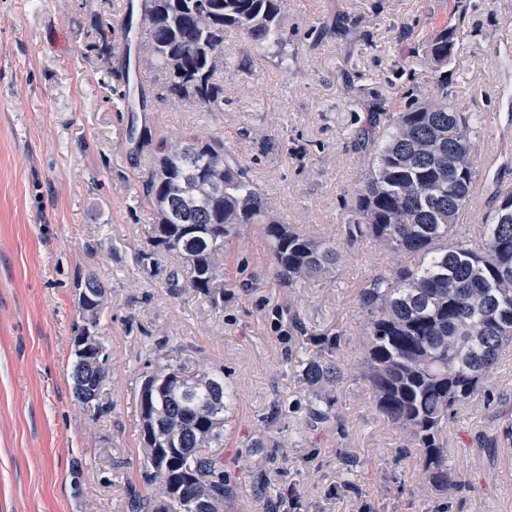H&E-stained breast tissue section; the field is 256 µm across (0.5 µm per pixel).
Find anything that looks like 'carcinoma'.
<instances>
[{"instance_id": "cac0c4a2", "label": "carcinoma", "mask_w": 512, "mask_h": 512, "mask_svg": "<svg viewBox=\"0 0 512 512\" xmlns=\"http://www.w3.org/2000/svg\"><path fill=\"white\" fill-rule=\"evenodd\" d=\"M149 16L148 69L161 92L156 99L186 101L203 110L224 102V29L236 28L256 49L279 40V0H142ZM455 43L448 29L429 42L436 68L448 65ZM409 106L392 117L384 141L373 126L358 133L371 151L373 169L365 192L355 199L360 215L344 227L346 244L369 240L397 256L388 275L360 288L366 313L362 345L364 376L379 414L415 448L430 488L445 494L457 487L448 468V426L484 392L491 373L512 346V191L497 198L492 221L470 241L455 238L459 214L474 196L473 130L467 117L443 102ZM129 140L154 166L142 181L144 200L156 224L151 243L189 266L188 287L207 293L224 262V244L245 224H258L269 242L278 284L320 283L343 259L334 239L313 237L275 214L269 198L248 179L247 168L211 137L153 138L149 127ZM95 288L103 303L83 314L98 326L107 289ZM345 366L308 360L302 380L309 394L308 427L313 433L336 417L331 391ZM188 391L162 386L150 402L140 400L145 443L144 482L180 499L202 496L215 509L229 498L224 473L205 458V448L222 444L216 428L232 400L224 380L200 373L186 376ZM172 428L175 445L164 442ZM512 439V415L484 436L490 453Z\"/></svg>"}]
</instances>
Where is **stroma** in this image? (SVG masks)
<instances>
[{"mask_svg":"<svg viewBox=\"0 0 512 512\" xmlns=\"http://www.w3.org/2000/svg\"><path fill=\"white\" fill-rule=\"evenodd\" d=\"M130 0H0V512H131L143 491L139 395L166 364L222 377L233 393L224 445L213 448L231 494L227 512H512V448L483 456L476 433L492 428L512 397V355L488 393L448 432V464L460 484L432 492L415 449L376 410L362 373L366 317L356 295L390 273L392 254L349 248L331 282L277 285L259 225L224 249L215 283L224 297L167 277L156 264L154 216L137 195L150 166L127 141L138 90L123 77ZM287 57L224 34V102L210 111L150 101L153 136L219 137L249 169L282 221L343 239L372 158L357 133L373 103L377 124L437 92L426 50L442 27L456 49L445 71L448 101L475 135L477 195L458 237L485 224L493 196L512 190V167L486 172L490 143L512 155V0H282ZM110 25L112 62L96 22ZM497 116L500 136L490 134ZM92 273L108 289L98 334L109 355L102 399L76 403L70 377L74 281ZM309 334H341L332 359L347 367L336 387L338 421L307 431L308 391L298 373L316 348Z\"/></svg>","mask_w":512,"mask_h":512,"instance_id":"35a3bbf8","label":"stroma"}]
</instances>
